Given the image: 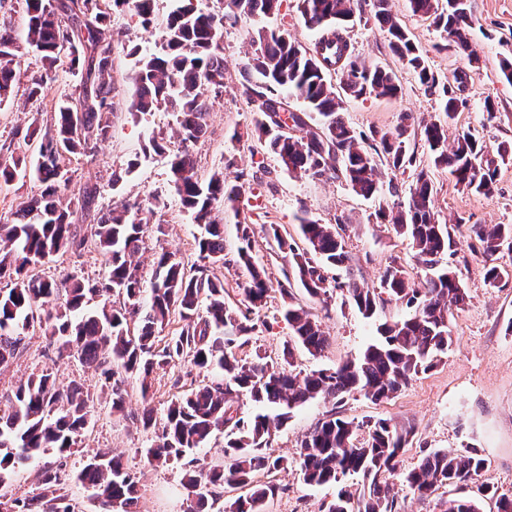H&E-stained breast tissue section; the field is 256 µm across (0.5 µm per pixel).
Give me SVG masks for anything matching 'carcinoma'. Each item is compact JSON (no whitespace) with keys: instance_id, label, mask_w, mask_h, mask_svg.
<instances>
[{"instance_id":"obj_1","label":"carcinoma","mask_w":512,"mask_h":512,"mask_svg":"<svg viewBox=\"0 0 512 512\" xmlns=\"http://www.w3.org/2000/svg\"><path fill=\"white\" fill-rule=\"evenodd\" d=\"M177 2L168 17L162 50L145 53L136 62L127 110L145 114L163 105L170 108L177 114L183 141L191 143L207 126L210 103L204 88L224 86V16L198 8L193 0ZM120 4L132 6L142 27H149L153 0H25L26 38L38 50L43 68L28 98L41 97L44 83L65 59L72 72L81 74L82 86L78 96L54 107L53 123L42 135L34 160H0V181L10 183L31 175L44 185L40 193L19 204L11 220L0 224V281L7 285L0 288V368L8 366L23 335L37 320L50 343L58 346L59 355L76 356L90 367L103 368L112 411H124V376L141 377V422L149 429L154 418L148 405V378L157 369L191 357L196 367L218 372L221 380L171 402L161 429L145 449L146 458L156 464H181V486L191 503L190 512H265L275 488L255 483V475L288 466V459L269 452L272 429L318 398L340 403L360 393L373 401L388 399L447 355L452 344L449 310L467 299L454 272L437 269L442 255L454 253L452 226L438 222L431 207L432 179L416 167L408 148L413 115L405 112L394 128L368 135L342 115L344 94L393 99L401 93L396 75L359 61L344 36L359 0H299L305 26L322 29L325 35L310 48L298 44L286 31H260L251 41L255 45L251 68L257 80L242 85L241 93L253 105L258 140L269 146L288 172L313 178L329 174L366 198L381 191L380 161L395 171H410L408 204L381 209L378 215L409 240L417 264L432 275L418 285L392 263L380 274L378 289L362 287L352 277L331 287L324 268L349 260L336 228L301 218L300 232L308 245L301 250L280 233L279 225L270 224L267 236L288 254L297 281L310 297L325 303L331 298L330 290L338 289L366 319L393 300L405 304L409 313L379 324L376 338L358 358L334 367L301 375L261 357L242 360L235 349L248 342L247 335L255 329L251 314L268 292L249 227H243L237 251V263L250 273L246 310L236 312L226 306L224 285L210 277L209 267L224 260L223 220L215 210L238 202L236 181L243 173L232 180L222 172L201 180L190 154L184 151L170 160L171 182L182 206L201 229L196 237L197 261L188 269L170 251L155 254L151 296L144 302L143 275L135 257L153 210L124 202L102 213L85 232L61 201L69 186L61 159L69 154L87 155L110 135L115 105L112 42L102 37L101 27L110 21L112 7ZM409 4L414 14L446 33L454 47L469 50V0H409ZM280 5L281 0H226V8L239 18L267 16ZM373 6L374 19L387 32L392 52L418 74L427 90L442 87L445 115L452 116L459 108L456 89L440 84L409 31L392 15L389 0H374ZM19 66L16 39L0 26V102L12 93ZM333 73L338 77L336 84L331 80ZM280 89L316 113L319 127L307 128L287 98L278 95ZM287 118L293 121L291 130L284 129ZM419 127L434 165L447 170L469 191L491 193L499 166L512 162V144L507 142L491 153L470 129L459 133L450 146L441 121H423ZM295 129L304 134H294ZM471 232L481 245L485 281L495 287L512 275L496 264L497 254L505 249L512 252V224H474ZM89 241L107 260L101 278L90 282L73 277L61 288L30 274L32 266L60 253L79 251ZM281 294L288 299L283 318L294 342L312 355L321 353L327 338L318 320L293 304L288 287L281 286ZM94 298L100 300V307L91 309L89 302ZM44 306L43 317L36 318L35 308ZM175 312L183 321L182 328L158 349L156 334ZM244 395L253 403L249 413L239 405ZM89 419L88 396L82 387L64 384L51 373L21 383L8 408H0V489L12 481L16 469L46 452L71 451L82 442ZM217 432L224 433V464H199L196 451L206 447ZM411 434L412 430L399 429L386 419L346 420L336 416L333 408L300 443L303 480L310 486H339L326 512H399L380 477L396 471ZM485 465V459L473 452L435 450L403 474V483L424 500L441 486L474 482ZM351 475L363 480V490L357 495L341 485L342 478ZM77 479L91 490L97 512H135L137 477L121 459L106 451L93 452L87 455ZM41 482L43 492L22 501L8 502L1 494L0 512H75L62 493L67 482L63 472L46 467ZM226 486L244 489L246 494L217 508L220 489ZM440 506L442 512H479L477 504L467 499L444 500Z\"/></svg>"}]
</instances>
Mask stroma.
<instances>
[{
    "instance_id": "35a3bbf8",
    "label": "stroma",
    "mask_w": 512,
    "mask_h": 512,
    "mask_svg": "<svg viewBox=\"0 0 512 512\" xmlns=\"http://www.w3.org/2000/svg\"><path fill=\"white\" fill-rule=\"evenodd\" d=\"M474 22L470 29L475 60L457 52L444 32L429 20L412 13L408 0H391L395 17L408 29L423 52L430 69L440 82L453 83L457 72H471L473 79L453 120H446L440 94L430 93L420 85L417 75L393 54L384 28L373 18L372 0H362V11L348 32L355 51L368 63L392 70L402 91L395 99L375 97L345 99V119L357 130L370 132L393 128L403 112H413L428 120H446L449 136L464 129L477 130L488 148L512 141V82L501 71L503 61H512V0H470ZM24 0H0V24L15 32L22 53L19 80L14 94L0 103V160L33 156L38 139H26L28 127H46L55 103L77 91L79 76L65 67H57L52 81L44 89L42 100L27 99L28 88L38 79L41 64L37 53L26 41ZM285 30L302 46L318 39V32L305 27L298 10V0H282L279 11L268 16L225 20L224 86L207 88L211 104L205 133L194 143L182 142L176 114L161 108L133 115L127 110L131 93V74L135 59L132 47L158 50L162 31L158 27L142 28L128 7L113 9L105 31L113 46L114 101L112 131L98 143L90 155L68 156L62 161L70 176L65 198L77 196L84 186H97L100 194L89 210L77 212L79 223H96L101 211L123 200L151 202L152 225L147 231L146 247L138 255L143 274H151L155 251L176 252L185 265L196 260V238L200 228L183 208L170 183L169 158L189 151L200 179L217 172L238 177L239 202L225 209L224 259L210 267L212 278L223 281L224 301L229 307L243 305L249 274L237 262L240 228L249 225L255 252L261 257L269 290L262 307L256 311V330L248 343L237 348L239 358H263L273 364L291 362L294 372L306 373L333 367L358 357L374 338L379 323L404 317V305L392 302L380 309L375 319H365L341 295L334 293L329 305L310 297L303 288H294L295 301L320 321L327 344L318 355L302 347L285 353L290 330L282 318L284 299L280 288L290 270L287 257L267 237L268 225L276 224L280 232L301 241L299 219L308 215L321 224L341 223V234L349 255L348 268L326 270L328 284L354 276L360 285L375 288L379 275L390 262H397L414 281H422L425 272L414 258L407 239L398 236L391 225L381 223L380 206L392 204L389 194L367 199L354 193L340 179L329 176L312 178L289 174L277 157L258 140L253 132L254 114L241 94L253 53L249 42L258 30ZM495 106L494 120H487L485 101ZM162 139L166 152L156 154L150 137ZM416 164L430 175L434 183V209L441 222L454 225L457 253L450 260L468 294L463 307L452 308L449 316L452 345L442 361L432 370L419 374L408 385L382 402H373L363 394L345 397L340 404L319 399L293 413L286 424L274 430L271 438L273 455L289 458L287 468L261 471L259 483L277 486V494L268 501L266 512H324L334 499L332 486L312 487L305 484L295 462L304 436L326 411L337 410L340 417L362 421L383 418L400 428L412 430L413 437L399 457L396 472L386 481L401 512H439L442 500L459 495L479 499L482 512H496L494 499L481 495L486 485L497 493L512 495V278L498 286L484 279L480 244L470 231L474 224H512V163L500 166L496 188L489 194H475L457 185L448 172L435 168L431 153L421 135L410 138ZM135 168H128L129 160ZM120 181H113V174ZM105 270L103 256L89 247L81 253L54 256L34 268V275L65 284L78 276L90 281ZM51 372L64 383L83 387L90 396L92 422L79 449L64 455L49 452L39 461L19 472L5 488L9 499H25L41 490L40 472L53 466L65 471L70 480L65 487L79 512H96L89 491L76 481L87 452L109 449L137 473V512H188L183 493V471L179 465L148 464L144 450L151 434L140 422L144 407H151L156 421H163L172 400L198 386L214 381V374L195 368L190 359L156 370L148 394H141L140 379H126V408L113 412L101 393L100 372L81 363L77 357L58 358L49 347L40 328L29 329L19 354L9 366L0 370V406L20 382L29 376ZM432 450L460 453L476 452L486 461L478 484L463 489L442 487L427 500L413 496L403 484L402 475Z\"/></svg>"
}]
</instances>
